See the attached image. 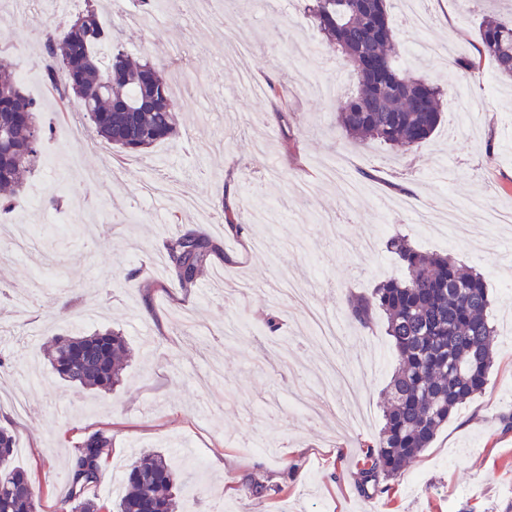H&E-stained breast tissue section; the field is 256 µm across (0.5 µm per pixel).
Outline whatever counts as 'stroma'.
I'll return each mask as SVG.
<instances>
[{
  "label": "stroma",
  "instance_id": "obj_1",
  "mask_svg": "<svg viewBox=\"0 0 512 512\" xmlns=\"http://www.w3.org/2000/svg\"><path fill=\"white\" fill-rule=\"evenodd\" d=\"M235 39L196 21L192 0L142 16L137 0H99L121 48L146 56L175 91L176 138L123 156L100 146L69 164L73 148L47 82L25 84L51 128L23 204L2 224L32 225L38 244L18 251L0 237V393L24 394V411L0 402L13 431V466L28 471L42 512H59L70 454L84 435L109 430L112 452L95 490L115 506L143 451L189 474L177 512H512V223L479 220L440 233L447 199L512 206V82L478 53L485 0H422L423 21L399 9L389 23L401 52L427 38L470 60L478 77L448 80L442 58L405 61L407 74L445 88L434 135L407 151L359 144L336 125L350 95V66L320 40L305 0H219ZM53 20L36 0H0V38L11 60L41 61ZM280 83L281 106L239 93L241 71ZM59 197L60 209L48 202ZM237 215L224 221L225 208ZM195 230L222 249L190 291L172 282L164 242ZM423 252L481 270L495 297V365L484 393L459 408L430 448L384 494L362 493L367 446L383 425L395 355L383 314L371 330L347 323L345 292L371 293L401 276L386 249L393 234ZM344 321L338 365L355 369V394L322 388L309 370L326 347L305 315ZM277 319L275 331L263 324ZM123 333L131 350L122 382L74 391L51 368L52 335ZM262 493L245 491L247 479Z\"/></svg>",
  "mask_w": 512,
  "mask_h": 512
}]
</instances>
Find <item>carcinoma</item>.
I'll return each instance as SVG.
<instances>
[{"mask_svg": "<svg viewBox=\"0 0 512 512\" xmlns=\"http://www.w3.org/2000/svg\"><path fill=\"white\" fill-rule=\"evenodd\" d=\"M389 0H311L307 14L324 41L336 48L356 78V92L339 101L342 132L363 144L378 140L409 148L438 127L442 89L400 70V50L389 26ZM479 52L498 73L512 78V20L494 17L479 28ZM47 82L62 106H81L95 138L123 152H143L175 137V102L168 81L148 60L138 62L112 48V30L94 9L78 15L63 31L48 28L41 41ZM47 130L38 106L23 91L7 58L0 56V208L19 204L21 176L40 161ZM386 248L405 268L369 295L345 298L348 320L370 328L376 312L386 317L397 365L388 385L384 425L365 452L362 488L384 492V482L430 446L438 431L464 403L482 393L494 362L489 310L492 293L484 274L461 260L415 249L395 234ZM177 285L187 290L212 264L217 246L204 234L180 233L165 243ZM46 355L53 370L75 389L109 390L121 382L130 357L124 337L107 329L89 335L54 336ZM15 436L0 429V512H40V489L22 469L11 466ZM112 436L96 430L78 443L67 471L62 512H100L92 490L100 482ZM181 478L159 452H143L126 479L118 512H174Z\"/></svg>", "mask_w": 512, "mask_h": 512, "instance_id": "cac0c4a2", "label": "carcinoma"}]
</instances>
